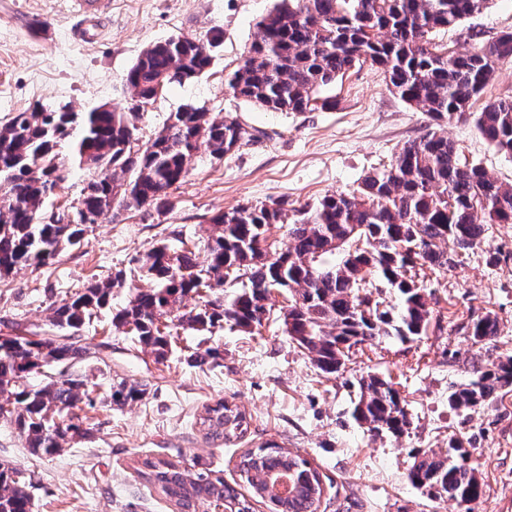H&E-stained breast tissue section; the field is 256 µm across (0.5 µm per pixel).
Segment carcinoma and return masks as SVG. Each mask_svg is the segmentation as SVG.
<instances>
[{
    "mask_svg": "<svg viewBox=\"0 0 512 512\" xmlns=\"http://www.w3.org/2000/svg\"><path fill=\"white\" fill-rule=\"evenodd\" d=\"M489 0H280L263 16L255 42L242 64L225 79L226 89L272 112H314L335 105L332 86L366 62L383 70L391 91L434 120L470 118L481 136L498 151L512 155V97L471 111L473 101L492 78L497 62L512 58V31H503L478 51L453 53L433 43V34L460 25L487 7ZM222 32L212 28L200 38L173 37L146 48L127 71L130 102L101 111L71 112L35 106L0 125V278L22 266L47 265L63 251L81 244L86 217L145 205L160 210L168 190L182 182L191 159L202 148L217 158L258 135L234 116L213 117L186 105L170 114L146 145L136 137L137 102H152L172 83L208 71ZM77 133L73 156L92 171L72 214L44 212L46 199L64 180L54 147ZM216 232L203 261L192 251L169 257L165 244L151 246L142 259L146 288L132 287L127 304L112 317L128 328L140 345L163 359L188 325L207 330L223 322L248 329L256 314L268 311L274 289L295 291L288 315L316 366L337 374L343 349L379 336L411 340L425 330L430 310L417 269H448L454 255L480 246L489 224H512V184L479 165L460 161L447 137L428 132L402 147L390 169L366 176L349 193L326 195L288 218L284 204L240 205L212 217ZM272 224L290 225L288 246L267 256L261 237ZM450 241V251L439 242ZM239 287L222 298L215 289L227 280ZM382 284L397 303L372 299ZM123 272L65 298L52 307L53 325L80 329L111 306L112 289L123 288ZM195 293L200 306L182 314L183 298ZM176 315L177 322L167 319ZM474 343L497 334L496 317L486 314L466 326ZM90 359L87 348L71 336L0 338V420L16 427L27 447L40 456L62 450L81 425L61 418L84 404H94L95 389L81 374L57 378V370ZM38 367L44 383H25ZM512 389V359L478 372L448 395V405L467 409L488 405ZM145 390L124 381L111 398L125 405L141 400ZM354 418L377 432L399 437L410 419L393 384L369 374L359 380ZM206 439L226 442L247 430L246 416L224 402L208 406L199 417ZM238 484L206 468H182L165 460L143 462L138 474L157 489L176 512H199L218 502H251L269 512H318L322 479L300 455L277 444L251 448L241 456ZM290 472L296 493L275 499L267 482ZM413 486L429 499L448 498L470 510L482 493L461 440L448 444V455H422L409 472ZM31 482L16 468H0V512H32Z\"/></svg>",
    "mask_w": 512,
    "mask_h": 512,
    "instance_id": "1",
    "label": "carcinoma"
}]
</instances>
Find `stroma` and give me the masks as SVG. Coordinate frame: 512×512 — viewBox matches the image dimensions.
<instances>
[{"mask_svg":"<svg viewBox=\"0 0 512 512\" xmlns=\"http://www.w3.org/2000/svg\"><path fill=\"white\" fill-rule=\"evenodd\" d=\"M276 0H112L104 23L86 25L72 0H0V124L40 104L86 111L124 100L123 79L149 46L174 36L223 33L210 69L167 87L137 122L140 142L155 137L169 115L186 104L211 115H237L258 141L223 158L199 151L184 180L169 191L166 209L143 207L104 216L86 229L79 249L53 264L17 269L0 280V336H41L56 331L54 303L107 280L117 271L138 279L139 260L157 243L204 256L213 215L246 203H315L350 192L362 179L389 167L401 148L428 131L451 140L461 162L483 167L512 183V156L499 152L472 120L433 122L392 94L383 72L351 69L334 89V107L315 112H270L233 97L224 77L241 64L259 38L258 21ZM88 26L94 39L73 31ZM512 31V0H490L436 43L473 52L501 31ZM68 178L47 200L46 211L76 206L89 177L61 144ZM512 253V224H492L484 245L459 255L454 267L423 269L430 317L409 341L383 336L350 353L344 370L321 372L285 332V292L268 300L270 315L251 331L226 323L206 331L184 328L161 361L114 326L105 312L76 332L97 360L78 373L96 382L94 407L79 410L84 438L50 457L33 455L24 437L0 421V463L32 475V512H174L137 473L147 460L187 467L201 464L236 480L235 465L249 448L272 441L308 459L323 476L319 512H462L455 501H433L407 474L423 453L445 455L451 440L471 452L482 494L471 512H507L512 505V391L489 406L450 409L448 394L477 369L512 357V260L497 265L488 252ZM492 314L498 333L476 344L464 327ZM216 347L218 362L197 366L192 352ZM390 380L405 401L407 433H375L350 416L362 375ZM141 385L142 401L121 406L111 398L119 382ZM224 400L246 414L245 435L231 444L205 439L196 420L204 406Z\"/></svg>","mask_w":512,"mask_h":512,"instance_id":"stroma-1","label":"stroma"}]
</instances>
